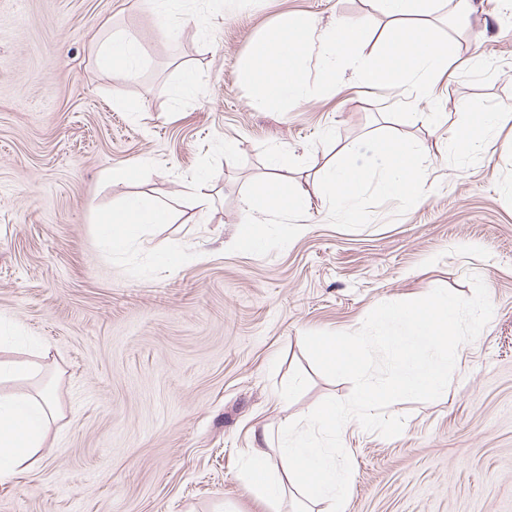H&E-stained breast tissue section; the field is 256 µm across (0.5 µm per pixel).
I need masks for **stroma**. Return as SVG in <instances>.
Segmentation results:
<instances>
[{
	"instance_id": "obj_1",
	"label": "stroma",
	"mask_w": 512,
	"mask_h": 512,
	"mask_svg": "<svg viewBox=\"0 0 512 512\" xmlns=\"http://www.w3.org/2000/svg\"><path fill=\"white\" fill-rule=\"evenodd\" d=\"M195 8L168 35L151 0H0V360L33 358L21 339L39 340L37 375L13 388L53 392L61 409L41 462L0 481V512H275L238 456L277 448L284 422L352 391L315 369L303 334L357 330L377 303L435 286L471 296L473 274L493 316L463 344L441 397L393 404L405 418L397 437L355 421L343 430L344 512H512V127L496 131L493 155L450 149L462 107H512V0H482L477 13L440 0L429 21L456 45L455 77L435 98L369 88L347 71L283 114L241 84L262 30L286 13L367 16L377 50L392 22L371 0ZM114 29L141 45L133 77L96 63ZM476 54L486 67L471 66ZM416 112L448 119L435 128ZM387 131L418 150L428 190L405 210L374 187ZM348 160L372 181L358 223L326 193L328 168ZM122 164L142 165L139 184L103 180ZM199 175L215 193L203 224L183 187ZM265 181L301 189L312 206L257 223L265 251L236 250L240 226L255 223L244 201ZM132 194L180 220L110 252L99 218ZM168 247L183 253L179 266H161Z\"/></svg>"
}]
</instances>
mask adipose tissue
Wrapping results in <instances>:
<instances>
[{
  "label": "adipose tissue",
  "mask_w": 512,
  "mask_h": 512,
  "mask_svg": "<svg viewBox=\"0 0 512 512\" xmlns=\"http://www.w3.org/2000/svg\"><path fill=\"white\" fill-rule=\"evenodd\" d=\"M96 58L100 67L122 77L134 76L141 61L140 46L130 34L116 32L98 42ZM512 121L503 110L470 113L465 129L452 145L460 155L492 154L497 142L491 128ZM384 159L379 194L406 207L425 199L427 189L420 176L418 153L393 138L379 140ZM368 175L361 167L347 163L332 169L327 176L330 205L349 221L362 214V201ZM246 209L257 216L276 212H304L309 207L306 194L274 183L258 186L245 201ZM171 211L141 197H132L104 213L99 236L110 249H121L131 241L132 231L144 224H168ZM57 416L52 399L45 392L18 397L0 393V480L32 467L41 458L46 433Z\"/></svg>",
  "instance_id": "obj_1"
}]
</instances>
